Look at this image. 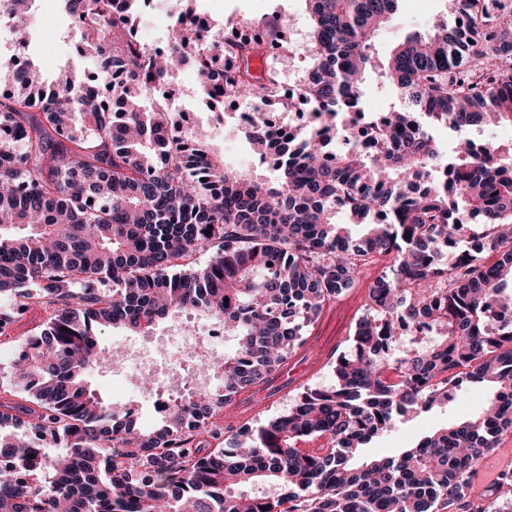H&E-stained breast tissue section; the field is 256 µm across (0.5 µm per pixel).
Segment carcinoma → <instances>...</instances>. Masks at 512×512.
<instances>
[{
	"instance_id": "cac0c4a2",
	"label": "carcinoma",
	"mask_w": 512,
	"mask_h": 512,
	"mask_svg": "<svg viewBox=\"0 0 512 512\" xmlns=\"http://www.w3.org/2000/svg\"><path fill=\"white\" fill-rule=\"evenodd\" d=\"M59 2L82 19L74 51L112 97L72 75L47 83L29 57L0 64L12 88L0 95V298L47 313L18 359L24 394L0 389V512H500L512 468L480 492L471 476L512 429V325L487 320L495 305L512 308V151L477 150L467 133L512 126V0H448V17L394 48L378 74L403 105L362 122L379 145L371 154L349 115L399 0H305L302 98L289 103L280 74L295 65L291 48L257 72L265 40L182 26L196 0H181L171 45L157 51L133 34L146 0ZM31 11L32 0L0 10L20 46ZM188 66L209 104L314 109L303 135L265 121L246 131L258 155L278 143L274 180L226 168L202 127L167 136L176 111L143 105L147 86ZM435 127L457 133L446 152ZM217 244L202 270L186 263ZM370 254L391 264L370 286L353 350L336 358L335 384L240 424L227 446L188 430L269 384ZM189 313L224 322L233 342L215 362L224 391L197 390L138 430L86 381L112 363L101 331L144 333ZM479 386L491 392L474 418L397 455L356 458L397 422Z\"/></svg>"
}]
</instances>
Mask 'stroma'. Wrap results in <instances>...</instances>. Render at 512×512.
Here are the masks:
<instances>
[{
	"label": "stroma",
	"mask_w": 512,
	"mask_h": 512,
	"mask_svg": "<svg viewBox=\"0 0 512 512\" xmlns=\"http://www.w3.org/2000/svg\"><path fill=\"white\" fill-rule=\"evenodd\" d=\"M447 7V0H401L398 14L382 26L375 37L374 61L389 56L395 46L410 34L427 32L430 20L445 12ZM207 12L216 31L224 30L230 23H254L275 15L280 17L284 32L309 27L304 0H209ZM69 34V20L60 10L57 0H40V7L31 18L27 47L21 51L13 43L1 42L0 60L9 61L21 51L36 61L44 75L55 78L70 69L77 78H84L89 66L74 56ZM174 83L178 89L174 108L192 114L195 125L208 130L213 141L223 150L224 163L228 168L273 179V171L259 163L240 134L238 114L244 111V104L235 105L227 101L214 108L207 107L197 73L189 68L176 73ZM377 273V268H368L352 288L325 305L318 319L305 332V346L289 359L279 378L268 389L250 396L247 404L241 406L240 411L247 419L262 424L295 404L304 387L334 383V362L339 355L351 349L356 324L365 312L368 289ZM45 318V312L38 307L15 312L12 324L15 340L0 345V385L7 386L13 381L12 354L16 349V339L33 333ZM483 398V389L464 390L447 405L433 407L399 423L392 431L373 439L361 453L366 457L396 454L423 434L476 415L483 406Z\"/></svg>",
	"instance_id": "35a3bbf8"
}]
</instances>
